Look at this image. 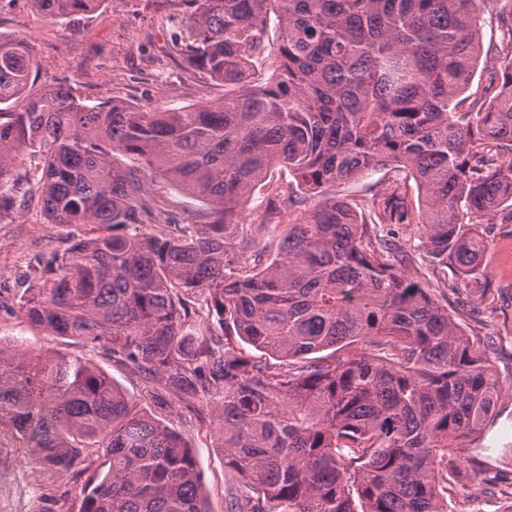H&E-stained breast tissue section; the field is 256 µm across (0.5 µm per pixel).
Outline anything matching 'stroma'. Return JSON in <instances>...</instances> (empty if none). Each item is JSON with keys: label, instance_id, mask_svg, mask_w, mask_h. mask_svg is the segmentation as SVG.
I'll return each instance as SVG.
<instances>
[{"label": "stroma", "instance_id": "1", "mask_svg": "<svg viewBox=\"0 0 512 512\" xmlns=\"http://www.w3.org/2000/svg\"><path fill=\"white\" fill-rule=\"evenodd\" d=\"M185 29L180 0H109L93 13L75 14L57 22L45 18L32 0H0V36L33 43L38 68L36 86L66 85L86 104L111 99L141 110L166 111L215 102L224 96L223 85L185 70L176 40ZM396 176L381 168L337 184V198L366 211L381 183ZM155 196L181 222H189L205 204L175 182L157 179ZM80 226L47 223L36 201L17 202L0 215V300L10 301L24 286L32 267L63 247L68 234ZM396 240L409 259L408 274L432 288L437 299L454 311L468 336L488 344L503 387L498 408L501 417L485 432L490 448L512 445V237L496 235L490 255L492 287L497 310L475 316L461 308L443 272L424 256L418 232L401 227ZM0 346L35 352L66 349L65 339L32 326L19 314L0 311ZM129 399L144 412L161 418L195 448L210 512H229L232 497L240 490L234 473L224 465V451L215 445L217 396L194 402L178 396L167 405L150 396L152 383L102 349H86ZM92 471L44 473L23 459L15 440L0 435V512H78ZM448 498V512H502L506 503L482 494L473 472L460 469Z\"/></svg>", "mask_w": 512, "mask_h": 512}]
</instances>
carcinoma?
<instances>
[{
	"instance_id": "carcinoma-1",
	"label": "carcinoma",
	"mask_w": 512,
	"mask_h": 512,
	"mask_svg": "<svg viewBox=\"0 0 512 512\" xmlns=\"http://www.w3.org/2000/svg\"><path fill=\"white\" fill-rule=\"evenodd\" d=\"M106 2L33 0L51 20ZM181 2L184 67L224 83L205 107L141 112L36 89L32 46L0 38V213L36 193L49 223L88 228L12 299L75 350L0 347V434L45 472L103 458L79 512H209L194 447L79 351L92 346L185 400L222 395L218 447L248 490L230 512H448L464 465L512 496L500 466L512 448L476 444L499 416L490 355L384 232L416 225L459 302L495 308L491 233L512 224V0L462 112L483 0ZM272 13L278 50L257 68ZM25 153L38 162L22 170ZM275 165L296 187L271 193L274 213L321 201L256 270L238 257L267 221L229 227ZM386 167L402 177L372 195L368 220L329 195ZM158 176L207 210L179 223L155 199Z\"/></svg>"
}]
</instances>
